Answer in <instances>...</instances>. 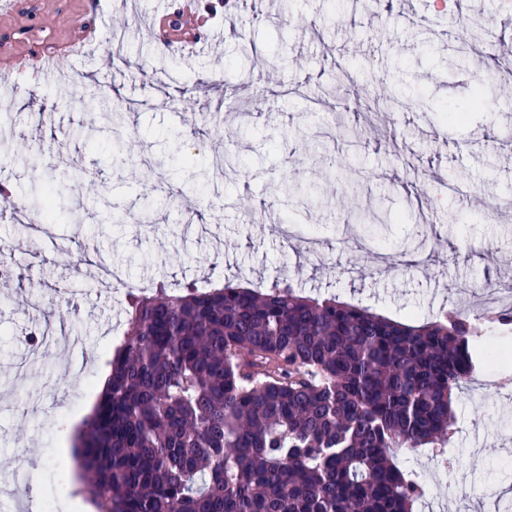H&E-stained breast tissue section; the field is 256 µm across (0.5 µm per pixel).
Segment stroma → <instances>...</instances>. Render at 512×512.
Listing matches in <instances>:
<instances>
[{
	"mask_svg": "<svg viewBox=\"0 0 512 512\" xmlns=\"http://www.w3.org/2000/svg\"><path fill=\"white\" fill-rule=\"evenodd\" d=\"M0 15V145L37 155L40 166L0 162V182L24 197L32 184L63 179L80 223L53 225L33 241L13 213H0V261L14 264L0 293V476L19 458L34 465V512H71L58 463L66 429L80 431L99 396L123 323L126 288L163 278L204 285L227 278L263 286L286 278L300 293L369 306L420 323L457 308L482 313L506 300L460 282H512V93L468 123L444 111L470 105L479 63L462 51L469 31L449 34L460 14L483 17L493 57L512 52L506 0H229L209 22L212 40L176 50L151 24L166 0H14ZM418 15L405 24L406 11ZM95 28L83 50L78 29ZM59 61L52 82L24 75L33 56ZM102 86L104 98L89 96ZM193 111H186L185 100ZM124 109L113 125L112 106ZM358 129V141L343 134ZM123 135L130 163L112 165ZM229 153L237 175L210 172L196 189L180 164ZM318 184L326 206L300 211L304 239L284 240L271 183ZM477 196L480 206L468 203ZM456 210L462 223L448 221ZM432 223L421 221L422 214ZM87 250L122 267L125 286L79 263ZM417 249L426 262L400 264ZM63 326L88 345L80 391L57 347L27 364L23 331ZM479 391L453 404L458 431L441 469L430 449H397L405 472L429 488L418 512H497L494 489L512 488V361L484 367Z\"/></svg>",
	"mask_w": 512,
	"mask_h": 512,
	"instance_id": "1",
	"label": "stroma"
}]
</instances>
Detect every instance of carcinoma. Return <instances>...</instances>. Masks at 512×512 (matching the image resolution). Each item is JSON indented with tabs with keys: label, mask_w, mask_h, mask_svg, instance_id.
Returning <instances> with one entry per match:
<instances>
[{
	"label": "carcinoma",
	"mask_w": 512,
	"mask_h": 512,
	"mask_svg": "<svg viewBox=\"0 0 512 512\" xmlns=\"http://www.w3.org/2000/svg\"><path fill=\"white\" fill-rule=\"evenodd\" d=\"M62 193L41 191L56 221ZM107 388L77 433L96 512H414L396 448H443L456 393L497 361L481 323L420 325L230 280L127 292Z\"/></svg>",
	"instance_id": "cac0c4a2"
}]
</instances>
